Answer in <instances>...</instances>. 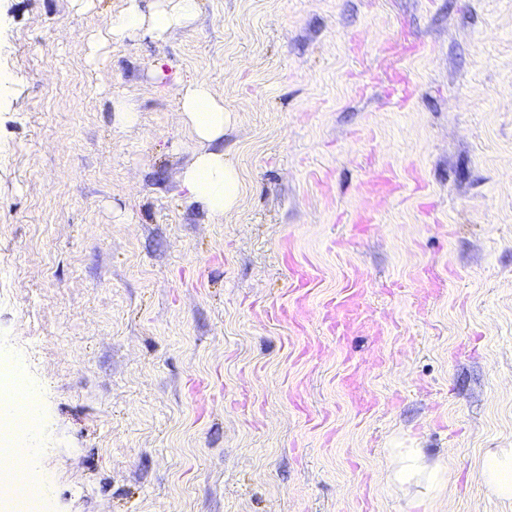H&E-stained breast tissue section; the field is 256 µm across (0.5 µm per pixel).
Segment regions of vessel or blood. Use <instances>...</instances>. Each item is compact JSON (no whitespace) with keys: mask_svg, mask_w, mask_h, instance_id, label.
<instances>
[{"mask_svg":"<svg viewBox=\"0 0 512 512\" xmlns=\"http://www.w3.org/2000/svg\"><path fill=\"white\" fill-rule=\"evenodd\" d=\"M287 265L292 286L287 304L273 307L272 318L286 321L296 332H303L310 311L311 298L319 285L313 267L300 260L293 248H286ZM370 290L368 275L353 269L346 273L343 284L336 294L320 305V317L327 331L334 336L345 337L373 327L374 322L366 310V297ZM348 396L360 413H369L373 404L360 392L358 369H350L342 380Z\"/></svg>","mask_w":512,"mask_h":512,"instance_id":"obj_1","label":"vessel or blood"}]
</instances>
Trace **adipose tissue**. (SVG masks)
<instances>
[{
  "instance_id": "obj_1",
  "label": "adipose tissue",
  "mask_w": 512,
  "mask_h": 512,
  "mask_svg": "<svg viewBox=\"0 0 512 512\" xmlns=\"http://www.w3.org/2000/svg\"><path fill=\"white\" fill-rule=\"evenodd\" d=\"M197 16V0H157L143 12L138 0L111 15L104 26L103 41L119 42L139 30L161 40ZM181 121L196 145L193 160L180 175L189 202L199 204L213 219L235 210L243 182L236 164L224 152V132L234 122L224 101L202 77L177 82ZM483 485L490 498L512 502V448L485 449L479 460ZM450 467L427 449L392 448L388 451L387 480L405 502V512H433V504L448 486Z\"/></svg>"
}]
</instances>
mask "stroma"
Segmentation results:
<instances>
[{"mask_svg":"<svg viewBox=\"0 0 512 512\" xmlns=\"http://www.w3.org/2000/svg\"><path fill=\"white\" fill-rule=\"evenodd\" d=\"M126 5L0 0V359L42 392L51 512H403L402 445L451 462L434 512H512L477 466L512 447V0H198L165 40L98 47ZM178 73L236 115L244 193L219 221L181 190ZM119 98L137 124L115 126ZM383 168L405 188L358 233ZM287 237L318 298L370 276L382 337L268 316ZM426 267L440 293L388 292ZM307 337L319 352L296 358ZM343 385L346 387L348 396L353 405L358 409L359 413L367 414L372 408L371 401L366 400L360 393V377L358 368L350 369L349 373L342 379Z\"/></svg>","mask_w":512,"mask_h":512,"instance_id":"obj_1","label":"stroma"}]
</instances>
